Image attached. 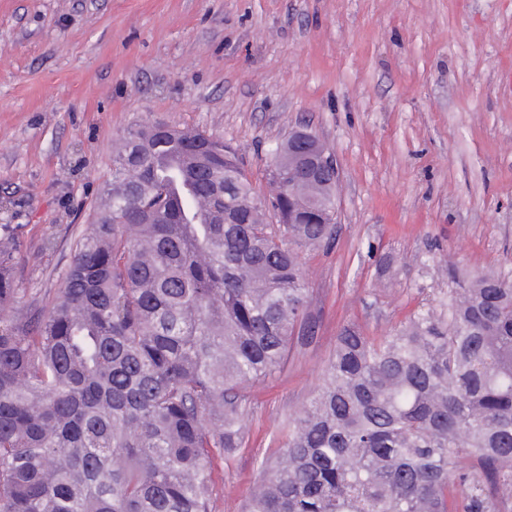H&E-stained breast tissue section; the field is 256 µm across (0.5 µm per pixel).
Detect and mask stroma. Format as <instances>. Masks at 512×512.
Returning <instances> with one entry per match:
<instances>
[{
	"mask_svg": "<svg viewBox=\"0 0 512 512\" xmlns=\"http://www.w3.org/2000/svg\"><path fill=\"white\" fill-rule=\"evenodd\" d=\"M160 121L232 145L258 190L313 130L339 172L336 240L300 254L312 339L247 384L249 434L214 458V512H242L349 324L377 338L512 279V0H0V224L17 304L54 296L112 145ZM291 134L292 132L288 135L289 137L285 142L276 146L271 154L273 157L272 166H285L288 169V173L305 151V149L302 147L300 139H293ZM277 160L279 162H277Z\"/></svg>",
	"mask_w": 512,
	"mask_h": 512,
	"instance_id": "35a3bbf8",
	"label": "stroma"
}]
</instances>
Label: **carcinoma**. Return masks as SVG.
I'll use <instances>...</instances> for the list:
<instances>
[{
	"mask_svg": "<svg viewBox=\"0 0 512 512\" xmlns=\"http://www.w3.org/2000/svg\"><path fill=\"white\" fill-rule=\"evenodd\" d=\"M270 180L199 130L119 137L57 293L0 321V512H212L239 389L314 335L298 252L336 237V182ZM13 268L1 247V304ZM262 472L244 512H512V282L480 273L380 339L343 328Z\"/></svg>",
	"mask_w": 512,
	"mask_h": 512,
	"instance_id": "1",
	"label": "carcinoma"
}]
</instances>
